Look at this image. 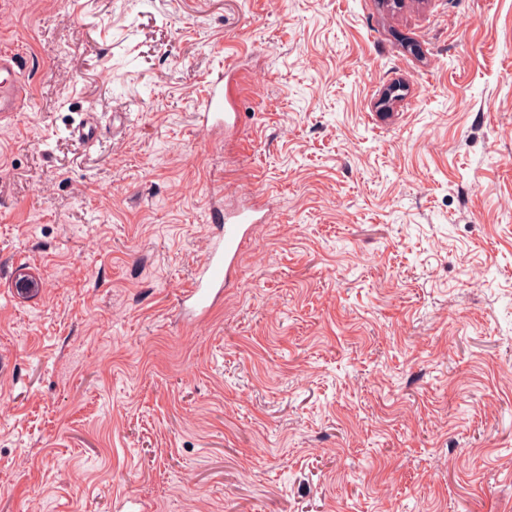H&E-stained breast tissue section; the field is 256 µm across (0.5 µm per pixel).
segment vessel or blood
Instances as JSON below:
<instances>
[{
	"label": "vessel or blood",
	"instance_id": "vessel-or-blood-1",
	"mask_svg": "<svg viewBox=\"0 0 512 512\" xmlns=\"http://www.w3.org/2000/svg\"><path fill=\"white\" fill-rule=\"evenodd\" d=\"M23 58L18 51L0 49V117L21 111L27 97L22 77ZM201 126L236 124L239 114L228 72H219L208 82V91L197 114ZM74 139L91 145L101 135L96 113L81 116L71 128ZM257 209L243 205L216 217L210 227L208 248L196 266L191 282L179 293V308L188 319H203L223 298L236 273L241 251L256 222Z\"/></svg>",
	"mask_w": 512,
	"mask_h": 512
}]
</instances>
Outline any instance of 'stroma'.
Segmentation results:
<instances>
[{"label":"stroma","instance_id":"1","mask_svg":"<svg viewBox=\"0 0 512 512\" xmlns=\"http://www.w3.org/2000/svg\"><path fill=\"white\" fill-rule=\"evenodd\" d=\"M1 47L0 512H512V0H0ZM23 58L13 49H0V117L20 112L27 97ZM231 65L219 72L215 78H211L207 85L208 91L201 102L200 112H197V120L203 127L234 125L239 120L236 111V101L233 88L229 81ZM71 136L86 145H93L101 136L97 114L93 112L83 114L78 123L71 127ZM260 211L254 205H243L214 217L212 222L216 224H210L208 248L197 263L193 279L179 293V309L189 320L203 319L223 298Z\"/></svg>","mask_w":512,"mask_h":512}]
</instances>
